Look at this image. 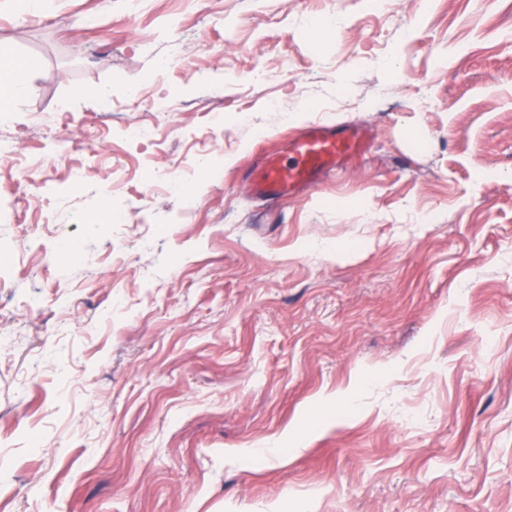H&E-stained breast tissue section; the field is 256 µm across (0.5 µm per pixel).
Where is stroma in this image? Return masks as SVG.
Instances as JSON below:
<instances>
[{
    "label": "stroma",
    "instance_id": "1",
    "mask_svg": "<svg viewBox=\"0 0 512 512\" xmlns=\"http://www.w3.org/2000/svg\"><path fill=\"white\" fill-rule=\"evenodd\" d=\"M1 52L31 70L0 138L38 167H0L30 232L0 237V512H512V0H0ZM313 123L370 129L368 159L253 197ZM103 136L124 221L93 232L67 168ZM203 146L189 194L141 181Z\"/></svg>",
    "mask_w": 512,
    "mask_h": 512
}]
</instances>
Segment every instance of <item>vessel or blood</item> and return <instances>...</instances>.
Instances as JSON below:
<instances>
[{"mask_svg":"<svg viewBox=\"0 0 512 512\" xmlns=\"http://www.w3.org/2000/svg\"><path fill=\"white\" fill-rule=\"evenodd\" d=\"M290 159L268 156L252 176L251 192L266 200L302 194L321 179L335 174L368 150V139L358 129L312 124L290 138Z\"/></svg>","mask_w":512,"mask_h":512,"instance_id":"vessel-or-blood-1","label":"vessel or blood"}]
</instances>
